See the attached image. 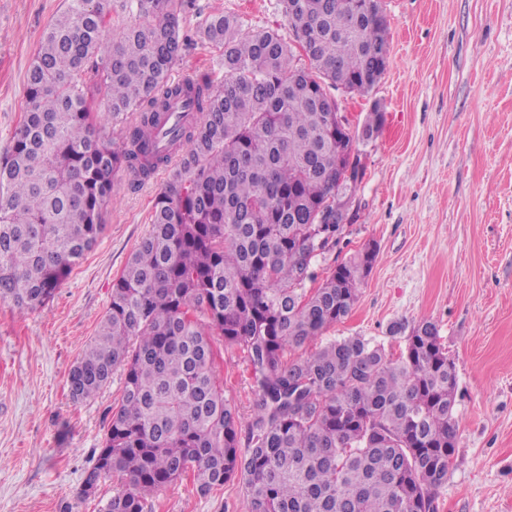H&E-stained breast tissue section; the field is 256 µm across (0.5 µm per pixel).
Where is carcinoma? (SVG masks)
Here are the masks:
<instances>
[{
  "label": "carcinoma",
  "mask_w": 512,
  "mask_h": 512,
  "mask_svg": "<svg viewBox=\"0 0 512 512\" xmlns=\"http://www.w3.org/2000/svg\"><path fill=\"white\" fill-rule=\"evenodd\" d=\"M379 2L280 0L307 67L276 30L210 14L201 35L224 48L220 82L171 78L183 49L174 0H69L44 32L0 161V301L44 307L102 234L117 175L168 172L68 377L84 401L124 370L80 490L116 479L105 512H145L187 474L201 495L241 481L248 512H435L457 428L455 365L436 323H393V336L410 330L395 359L361 336L308 349L350 314L370 263L363 250L305 290L341 241L329 219L345 155L361 162L357 144L385 122L375 104L338 141L325 98L367 95L384 74ZM216 335L251 367L244 432L215 369ZM288 350L301 354L287 362Z\"/></svg>",
  "instance_id": "carcinoma-1"
}]
</instances>
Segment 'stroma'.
Here are the masks:
<instances>
[{
  "label": "stroma",
  "mask_w": 512,
  "mask_h": 512,
  "mask_svg": "<svg viewBox=\"0 0 512 512\" xmlns=\"http://www.w3.org/2000/svg\"><path fill=\"white\" fill-rule=\"evenodd\" d=\"M390 31L387 70L369 96L338 94L362 126L372 105L382 134L361 145L365 176L339 246L318 257L326 275L366 246L376 260L350 315L316 340L362 336L399 354L390 325L426 316L457 373L458 442L438 512H512V0H381ZM68 0H0V156L24 105L41 36ZM224 10L252 30L293 34L279 0H195L181 8L187 41L173 74L223 76V49L199 33ZM167 176L122 174L97 245L53 301L21 314L0 301V512H104L112 480L79 491L103 444L124 382L115 370L91 400H72L68 376L105 316L112 283L148 232ZM224 395L241 418L255 393L244 353L215 338ZM150 512H248L239 481L207 495L192 477L162 488Z\"/></svg>",
  "instance_id": "stroma-1"
}]
</instances>
